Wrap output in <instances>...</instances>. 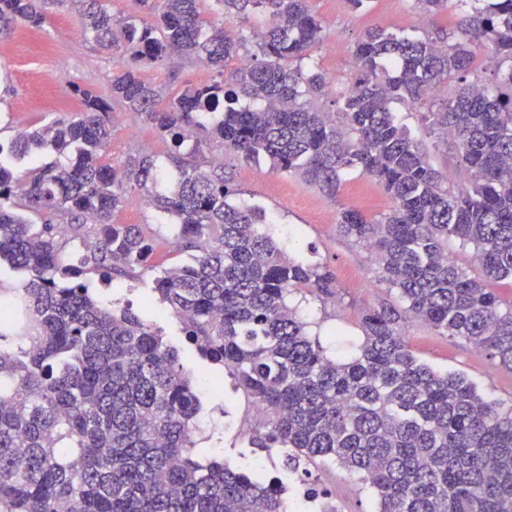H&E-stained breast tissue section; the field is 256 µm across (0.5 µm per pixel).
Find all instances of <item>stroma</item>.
<instances>
[{
	"label": "stroma",
	"instance_id": "35a3bbf8",
	"mask_svg": "<svg viewBox=\"0 0 512 512\" xmlns=\"http://www.w3.org/2000/svg\"><path fill=\"white\" fill-rule=\"evenodd\" d=\"M308 5L321 22L324 34L323 42L312 52V62L339 88L354 76L353 49L365 30L383 27L406 35L453 31L461 18L457 11L425 18L414 9L412 0H372L363 13L353 12L347 0H309ZM126 63L125 55L108 52L84 37L76 5L69 2L61 6L49 0L40 25L19 24L0 33V137L7 139L14 130L74 113L78 108L74 87L110 97L112 74ZM140 72L144 80L173 90L202 83L210 76L203 65L177 59L142 64ZM110 118L112 160L123 161L146 152L159 162L167 161L169 141L137 115L117 104ZM196 161L223 163L233 177L239 198L265 209L272 221L271 229L284 249L333 269L338 281L335 300L323 302L306 292L291 297L308 322L309 333L319 339L329 356L344 358L354 354L362 339L360 314L366 307L401 306L397 291L382 282L380 269L368 251L345 237L338 226L341 210L351 207V197L356 193L364 197L360 210L368 216L390 209V197L375 180L351 172L336 197L331 198L287 173L273 171L263 163L244 162L218 146L199 154ZM116 221L139 225L144 235L153 240L156 260L162 266L188 260V253L177 246L161 216L150 205L122 210ZM402 333L421 362L441 373L464 376L490 403L512 406V369L463 339L438 334L412 316L404 320ZM202 395L209 420L223 425L203 444L204 453L224 457L241 467L251 466L262 451L241 440L235 429L244 421L251 430H263L264 414L229 379L221 393L206 388ZM268 474L291 488L302 482L317 489L324 497L336 500L341 512H379V502L371 489L335 463H317L305 476L286 470L278 457Z\"/></svg>",
	"mask_w": 512,
	"mask_h": 512
}]
</instances>
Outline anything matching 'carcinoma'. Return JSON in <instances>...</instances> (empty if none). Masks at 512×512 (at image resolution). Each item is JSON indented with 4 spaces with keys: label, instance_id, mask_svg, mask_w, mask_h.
<instances>
[{
    "label": "carcinoma",
    "instance_id": "cac0c4a2",
    "mask_svg": "<svg viewBox=\"0 0 512 512\" xmlns=\"http://www.w3.org/2000/svg\"><path fill=\"white\" fill-rule=\"evenodd\" d=\"M78 2L83 34L128 56L112 100L170 140L177 173L160 193L152 155L106 161L112 100L80 87L78 112L0 141V266L25 275L0 292L17 311L0 320V512H285L261 473L202 456L204 403L162 327L105 306L84 281L96 272L110 285L138 268L154 272L152 292L186 343L265 414L251 443L283 449L287 469L334 461L370 486L380 512H512V408L420 362L391 305L363 311L356 355L329 357L289 296L333 300L335 273L283 251L261 229L264 211L236 200L224 164L186 161L216 143L330 196L348 171L376 180L390 210L342 211L343 235L375 258L406 312L512 369V301L487 287L512 288V0H413L424 16L470 8L464 38L371 28L346 89L305 63L323 40L307 0H138L152 16L140 24L112 0ZM45 5L0 0V29L40 24ZM249 14L264 18L250 43L233 25ZM485 42L492 81L475 65ZM170 58L206 66L212 81L172 93L141 77L142 64ZM328 94L333 112L316 105ZM398 104L446 143L456 182L443 185ZM45 153L56 160L39 164ZM24 158L31 168L16 170ZM131 181L189 261L156 269L139 225L113 222ZM64 226L81 239L77 265ZM451 242L471 248L468 261L448 257Z\"/></svg>",
    "mask_w": 512,
    "mask_h": 512
}]
</instances>
